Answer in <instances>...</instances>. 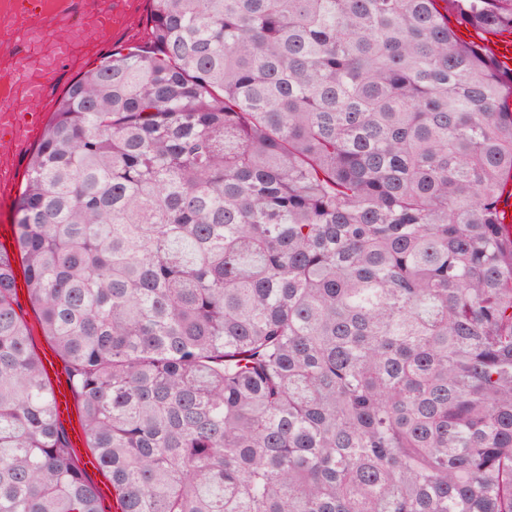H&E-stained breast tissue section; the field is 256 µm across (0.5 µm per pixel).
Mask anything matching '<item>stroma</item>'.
Wrapping results in <instances>:
<instances>
[{
  "instance_id": "35a3bbf8",
  "label": "stroma",
  "mask_w": 512,
  "mask_h": 512,
  "mask_svg": "<svg viewBox=\"0 0 512 512\" xmlns=\"http://www.w3.org/2000/svg\"><path fill=\"white\" fill-rule=\"evenodd\" d=\"M83 9L84 0H53L39 18L42 33L50 41L60 26H67L72 50L56 63L55 77L39 99L27 103L19 112L20 119L35 122L29 139L20 144L0 142V225L15 221V207L25 187L30 157L69 85L100 65L109 54L150 45V0H102L103 25L97 29L79 25ZM30 23V18H17L10 34L0 40V91L16 89L19 84L16 73L31 53L25 37Z\"/></svg>"
}]
</instances>
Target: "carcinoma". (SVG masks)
<instances>
[{
  "label": "carcinoma",
  "instance_id": "cac0c4a2",
  "mask_svg": "<svg viewBox=\"0 0 512 512\" xmlns=\"http://www.w3.org/2000/svg\"><path fill=\"white\" fill-rule=\"evenodd\" d=\"M150 2L16 205L118 512H512V0ZM15 291L0 512H102ZM489 51L501 70H512V38L496 37L483 44Z\"/></svg>",
  "mask_w": 512,
  "mask_h": 512
}]
</instances>
